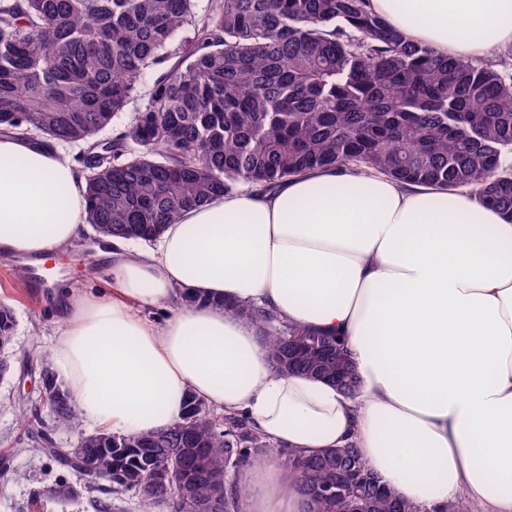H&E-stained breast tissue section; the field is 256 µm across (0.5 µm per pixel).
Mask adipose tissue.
I'll use <instances>...</instances> for the list:
<instances>
[{
  "mask_svg": "<svg viewBox=\"0 0 512 512\" xmlns=\"http://www.w3.org/2000/svg\"><path fill=\"white\" fill-rule=\"evenodd\" d=\"M370 6L445 57L512 45V0ZM84 190L60 148L0 137V253L38 260L82 239ZM111 256L110 298L70 287L60 305L53 358L85 421L160 430L192 394L277 448L356 443L409 501L512 512V218L498 209L328 166L215 197L149 253L116 241ZM246 302L344 339L359 396L275 372L256 325L223 309ZM155 307L154 324L141 311ZM237 483L242 512H307L280 458Z\"/></svg>",
  "mask_w": 512,
  "mask_h": 512,
  "instance_id": "adipose-tissue-1",
  "label": "adipose tissue"
}]
</instances>
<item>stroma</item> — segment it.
<instances>
[{"instance_id":"stroma-1","label":"stroma","mask_w":512,"mask_h":512,"mask_svg":"<svg viewBox=\"0 0 512 512\" xmlns=\"http://www.w3.org/2000/svg\"><path fill=\"white\" fill-rule=\"evenodd\" d=\"M96 241L94 233H87L84 245L52 252L43 260L41 269L50 283L44 290L33 281H18L21 258L0 254V302L11 304L16 318L11 372L0 380V459L9 461L0 468V512H95L96 502L105 496V482H89L30 451L28 431L19 419L20 406L39 404L43 397L37 362L51 352L60 327L59 282L71 281L89 296L109 294L108 259L97 255ZM50 487L55 496H45Z\"/></svg>"}]
</instances>
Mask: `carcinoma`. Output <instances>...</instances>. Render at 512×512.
Listing matches in <instances>:
<instances>
[{
  "label": "carcinoma",
  "mask_w": 512,
  "mask_h": 512,
  "mask_svg": "<svg viewBox=\"0 0 512 512\" xmlns=\"http://www.w3.org/2000/svg\"><path fill=\"white\" fill-rule=\"evenodd\" d=\"M169 64L123 130L101 133L139 96L145 70ZM0 133L77 145L86 183L87 223L102 240L152 242L182 212L240 183L266 189L306 170L349 165L448 192L462 189L512 217V76L491 62L443 57L370 10L369 0H0ZM256 323L272 368L329 381L354 396L359 378L340 339L290 324L274 310L234 304ZM15 328L0 304V378L10 370ZM299 352L288 364V351ZM43 405L54 427L76 425L73 397L40 358ZM216 426L192 397L178 420L157 432L83 434L88 452L71 457L32 433L31 450L95 478L112 466L113 496L133 491L143 512L172 502L203 512L217 498L240 512L238 485L224 479L269 450L246 423ZM95 448H129L121 459ZM307 497L309 512H354L323 494L344 470L365 512H445L378 488L351 443L316 456L279 451ZM203 472L191 491L169 498L142 491L151 467Z\"/></svg>",
  "instance_id": "cac0c4a2"
}]
</instances>
